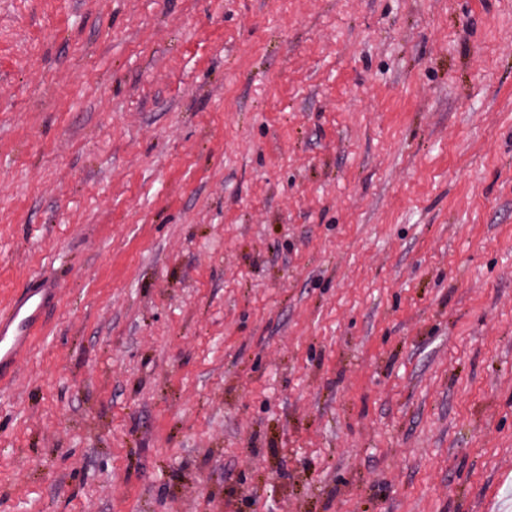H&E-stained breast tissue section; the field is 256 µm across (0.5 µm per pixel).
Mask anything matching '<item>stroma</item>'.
<instances>
[{"label": "stroma", "mask_w": 512, "mask_h": 512, "mask_svg": "<svg viewBox=\"0 0 512 512\" xmlns=\"http://www.w3.org/2000/svg\"><path fill=\"white\" fill-rule=\"evenodd\" d=\"M0 512H512V0H0ZM55 287L43 283L31 292L19 296L12 313L0 318V377L13 371L21 352L30 345L33 329L41 320L47 305L55 297Z\"/></svg>", "instance_id": "obj_1"}]
</instances>
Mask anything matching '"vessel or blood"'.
Returning a JSON list of instances; mask_svg holds the SVG:
<instances>
[{
    "label": "vessel or blood",
    "instance_id": "vessel-or-blood-1",
    "mask_svg": "<svg viewBox=\"0 0 512 512\" xmlns=\"http://www.w3.org/2000/svg\"><path fill=\"white\" fill-rule=\"evenodd\" d=\"M55 297L52 284H41L18 297L10 316L0 318V377L13 371L21 352L30 345L35 326Z\"/></svg>",
    "mask_w": 512,
    "mask_h": 512
}]
</instances>
